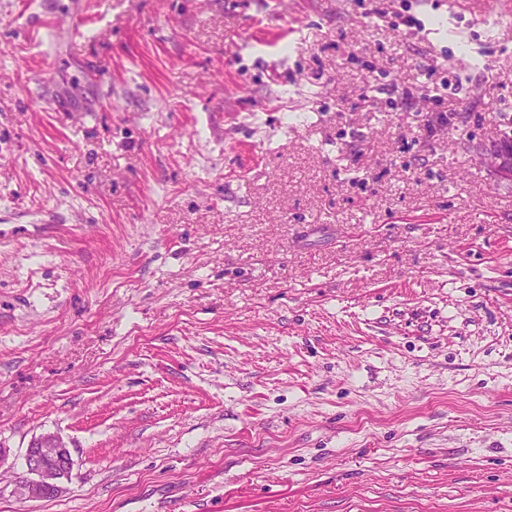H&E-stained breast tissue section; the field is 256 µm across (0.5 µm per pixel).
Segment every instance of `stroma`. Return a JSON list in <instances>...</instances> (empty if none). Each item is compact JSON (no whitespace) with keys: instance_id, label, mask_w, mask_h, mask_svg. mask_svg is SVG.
Segmentation results:
<instances>
[{"instance_id":"obj_1","label":"stroma","mask_w":512,"mask_h":512,"mask_svg":"<svg viewBox=\"0 0 512 512\" xmlns=\"http://www.w3.org/2000/svg\"><path fill=\"white\" fill-rule=\"evenodd\" d=\"M496 8L0 0V512H512ZM74 466L71 450L60 436H41L26 450V476L20 496L39 501L63 493Z\"/></svg>"}]
</instances>
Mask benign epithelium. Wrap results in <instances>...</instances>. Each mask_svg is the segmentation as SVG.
<instances>
[{"label":"benign epithelium","mask_w":512,"mask_h":512,"mask_svg":"<svg viewBox=\"0 0 512 512\" xmlns=\"http://www.w3.org/2000/svg\"><path fill=\"white\" fill-rule=\"evenodd\" d=\"M75 461L70 448L56 434H45L26 449V476L20 496L32 501L61 494L69 481Z\"/></svg>","instance_id":"obj_1"}]
</instances>
